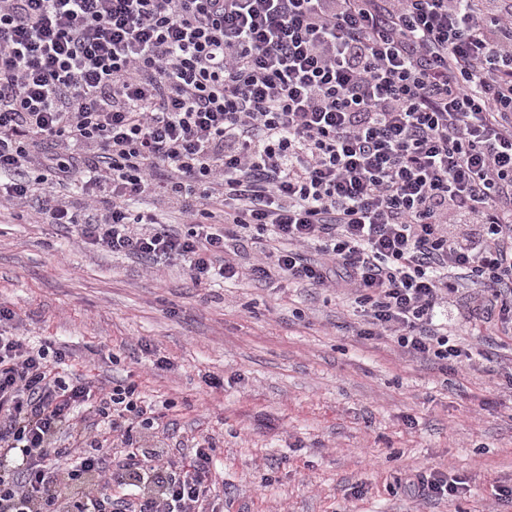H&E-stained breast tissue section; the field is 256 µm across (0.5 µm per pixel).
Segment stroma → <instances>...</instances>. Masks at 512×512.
<instances>
[{"mask_svg":"<svg viewBox=\"0 0 512 512\" xmlns=\"http://www.w3.org/2000/svg\"><path fill=\"white\" fill-rule=\"evenodd\" d=\"M0 304L66 346L72 373L170 402L140 452L212 439L226 512H496L492 484L512 481V332L470 337L477 366L445 372L357 342L360 312L335 291L197 287L181 267L79 246L26 215L0 216ZM159 357L172 369L154 373ZM424 466L466 491L424 502L396 485Z\"/></svg>","mask_w":512,"mask_h":512,"instance_id":"1","label":"stroma"}]
</instances>
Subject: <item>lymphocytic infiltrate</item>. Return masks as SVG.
Masks as SVG:
<instances>
[{
    "label": "lymphocytic infiltrate",
    "instance_id": "1",
    "mask_svg": "<svg viewBox=\"0 0 512 512\" xmlns=\"http://www.w3.org/2000/svg\"><path fill=\"white\" fill-rule=\"evenodd\" d=\"M22 204L200 285L334 289L358 339L469 365L436 317L468 282L460 331L512 328V0H0V209ZM15 319L0 512H221L211 441L112 467L86 411L130 446L155 405L65 377ZM403 484L460 492L437 467Z\"/></svg>",
    "mask_w": 512,
    "mask_h": 512
}]
</instances>
